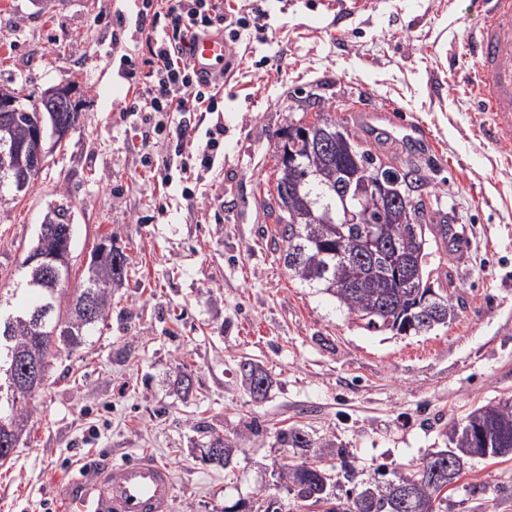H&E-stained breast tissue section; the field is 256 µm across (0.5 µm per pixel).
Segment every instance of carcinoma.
<instances>
[{
	"mask_svg": "<svg viewBox=\"0 0 512 512\" xmlns=\"http://www.w3.org/2000/svg\"><path fill=\"white\" fill-rule=\"evenodd\" d=\"M11 112V141L17 145L30 142L36 130L38 115L47 112L43 97L23 103L14 93ZM279 176L276 183L281 235L286 242L284 265L288 276L310 288L333 297L347 312L364 321L374 330L390 327L399 333H427L448 324L454 306L443 301L427 310L416 307L418 295L434 291L432 271L418 265L417 254L428 256L430 234L439 231L448 238V225L427 223V214L420 200L399 205H378L373 199L353 198L364 172L376 169L370 151L355 141L347 127L332 121L304 126L288 123L285 142L277 147ZM391 185L402 182L399 189L410 195L422 186L425 177L417 168L398 172L382 169ZM355 206L369 212L368 224H345L343 234H336L334 222L345 218V208ZM60 221L53 232H38L28 253L20 262L24 290L35 294L36 302L18 310L0 312V466L12 461L20 448L32 419L31 400L45 385V379L28 381V392L15 395L14 379L24 375L29 364L39 362L49 368L50 359L63 349H71L91 335L105 321L112 298V289L99 288L109 279H124L128 257L118 248L112 253L91 257L79 286L73 290L51 288L47 272L35 271L28 261L35 253L50 254L64 243L72 242L73 225L63 223L65 207L53 208ZM426 225L428 235L420 241L405 235L408 225ZM376 232L378 248L362 247L370 231ZM398 254L401 261L393 266L389 258ZM341 272L348 286L336 287V272ZM46 304L54 305L51 314L53 336L33 332L32 318ZM396 315V324L386 325L387 317ZM241 376L256 395L267 391L269 378L250 359L239 363ZM469 417L479 422L480 431L512 448V399H498L475 408ZM285 451L297 452L317 448L320 455H339L341 449L331 440L317 442L301 427L292 426L278 434ZM449 441L454 455L462 460L485 456L478 437H469L464 428L454 424ZM235 448L222 438L215 439L207 450L206 463L228 469L233 464ZM463 470L448 467L447 451L425 456L408 472L391 479L377 480L362 486L358 494L347 496V502L331 497V475L320 466L303 470L301 465L286 463L278 470L279 479L297 491L303 499L325 506L323 512H442L440 505L448 500V487L456 483ZM371 489L370 499L361 493Z\"/></svg>",
	"mask_w": 512,
	"mask_h": 512,
	"instance_id": "carcinoma-1",
	"label": "carcinoma"
}]
</instances>
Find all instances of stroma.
I'll return each instance as SVG.
<instances>
[{
    "instance_id": "stroma-1",
    "label": "stroma",
    "mask_w": 512,
    "mask_h": 512,
    "mask_svg": "<svg viewBox=\"0 0 512 512\" xmlns=\"http://www.w3.org/2000/svg\"><path fill=\"white\" fill-rule=\"evenodd\" d=\"M263 5L244 58L214 112H172L143 140L122 71L148 48L128 0H0V88L23 94L78 85L81 117L32 188L0 205V289L52 205L74 226L70 287L99 237L128 257L109 314L84 345L53 359L25 444L0 467V512H58L54 484L80 460L150 455L174 475L172 512H311L279 483V428L332 439L353 482L404 472L447 448L476 407L512 397V145L488 141L462 59L479 21L471 0H243ZM382 112L368 119L361 106ZM332 119L396 170L419 167L422 199L459 241L428 259L454 306L424 334L367 329L336 302L292 280L273 214L276 147L288 122ZM212 166L197 151L215 122ZM269 374L254 397L238 371ZM190 375L192 387L177 381ZM238 447L232 468L204 462L211 442ZM448 512H512V458L469 461Z\"/></svg>"
}]
</instances>
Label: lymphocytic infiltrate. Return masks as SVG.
<instances>
[{"label":"lymphocytic infiltrate","mask_w":512,"mask_h":512,"mask_svg":"<svg viewBox=\"0 0 512 512\" xmlns=\"http://www.w3.org/2000/svg\"><path fill=\"white\" fill-rule=\"evenodd\" d=\"M138 34L149 46L141 71L129 72L128 90L139 111L154 113L155 133L166 129L171 112H210L224 90L223 77H198L187 48L198 34L228 30L231 45L242 41L250 25L224 0H141Z\"/></svg>","instance_id":"obj_1"}]
</instances>
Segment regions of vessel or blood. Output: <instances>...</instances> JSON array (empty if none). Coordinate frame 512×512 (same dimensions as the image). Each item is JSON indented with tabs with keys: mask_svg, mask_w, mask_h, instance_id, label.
<instances>
[{
	"mask_svg": "<svg viewBox=\"0 0 512 512\" xmlns=\"http://www.w3.org/2000/svg\"><path fill=\"white\" fill-rule=\"evenodd\" d=\"M476 29L463 49L475 63L470 83L483 133L493 142L512 140V0H480ZM189 60L202 77L218 76L230 61L223 33L197 36ZM174 482L169 469L148 457L88 463L59 481L62 512H171Z\"/></svg>",
	"mask_w": 512,
	"mask_h": 512,
	"instance_id": "b4317fda",
	"label": "vessel or blood"
}]
</instances>
